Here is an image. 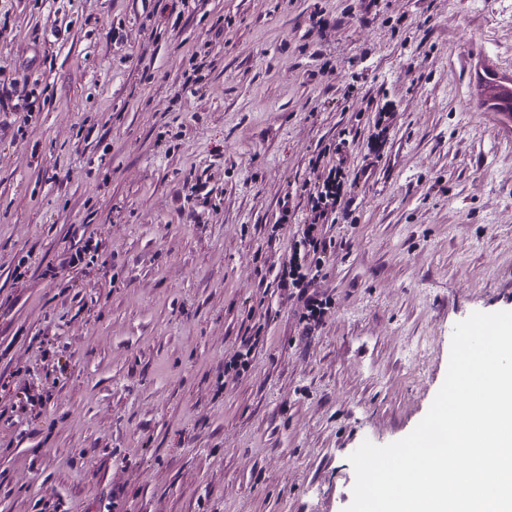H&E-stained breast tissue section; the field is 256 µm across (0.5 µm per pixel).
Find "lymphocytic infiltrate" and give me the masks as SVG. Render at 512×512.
I'll return each instance as SVG.
<instances>
[{"instance_id": "obj_1", "label": "lymphocytic infiltrate", "mask_w": 512, "mask_h": 512, "mask_svg": "<svg viewBox=\"0 0 512 512\" xmlns=\"http://www.w3.org/2000/svg\"><path fill=\"white\" fill-rule=\"evenodd\" d=\"M348 139L320 150L309 160L316 173L313 183L285 192L279 201V218L273 231H282L290 223L297 204H304L305 218L292 245L287 261L273 270L274 280L282 291L302 304L299 317L302 335L309 336L323 324L331 302L318 290L317 282L325 258L334 246L328 227L347 213L350 201V156Z\"/></svg>"}]
</instances>
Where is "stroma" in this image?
Instances as JSON below:
<instances>
[{"instance_id":"35a3bbf8","label":"stroma","mask_w":512,"mask_h":512,"mask_svg":"<svg viewBox=\"0 0 512 512\" xmlns=\"http://www.w3.org/2000/svg\"><path fill=\"white\" fill-rule=\"evenodd\" d=\"M1 15L0 85L34 103L0 107V512H344L349 455L422 420L455 325L512 309V128L470 93L481 63L512 73V0ZM352 127L351 162L373 174L330 230L333 306L302 337L269 271L297 227L271 226ZM199 180L209 195L190 197ZM85 233L101 261L73 285L47 275ZM258 305L252 367L225 380ZM27 390L44 403L14 407Z\"/></svg>"}]
</instances>
